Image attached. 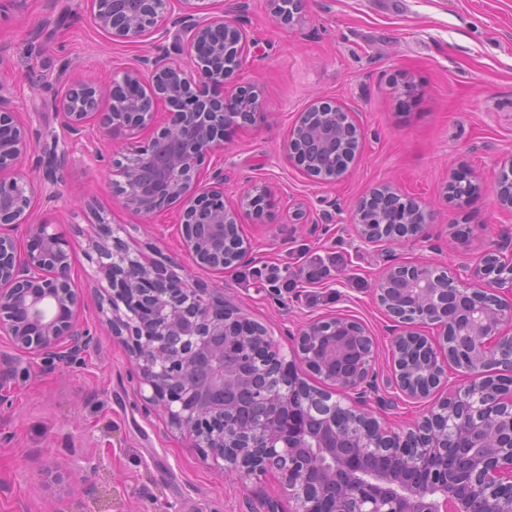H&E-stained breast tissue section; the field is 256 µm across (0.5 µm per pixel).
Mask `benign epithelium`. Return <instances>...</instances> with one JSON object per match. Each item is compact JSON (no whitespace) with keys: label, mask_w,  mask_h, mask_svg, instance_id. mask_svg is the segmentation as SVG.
Wrapping results in <instances>:
<instances>
[{"label":"benign epithelium","mask_w":512,"mask_h":512,"mask_svg":"<svg viewBox=\"0 0 512 512\" xmlns=\"http://www.w3.org/2000/svg\"><path fill=\"white\" fill-rule=\"evenodd\" d=\"M87 0L95 23L122 43L153 40L157 54L108 85L74 81L58 90L54 108L64 129L92 126L104 137L163 126L147 143L113 163L123 207L152 217L181 205L186 250L214 270L234 267L250 248L235 234L242 211L257 215L271 200L266 185L238 204L224 200L222 171L206 184L205 160L228 133L260 116L255 87L226 89L250 47L238 13H188L191 0ZM186 45L185 66L165 45ZM109 102L103 112L100 104ZM308 111L343 119L342 144L359 150L361 127L334 101L316 97ZM296 122L286 144L301 164L307 145ZM34 149L0 86V229L24 227L25 245L0 232V333L17 356L0 382L18 373L26 356L45 371L82 364L93 333L80 322L82 289L71 276L72 237L49 221L31 222L35 185L24 169ZM512 154L489 182H470L512 210ZM99 228L88 243L96 255L112 335L125 344L138 373L144 409H160L171 427L201 449L211 465L244 478L277 476L292 512H512V241L484 254L461 276L454 268L391 261L375 300L398 333L392 341V385L409 400L451 386L420 420L396 431L367 408L364 388L376 362V343L358 320L320 317L299 330L291 359L263 326L241 314L220 291L181 277L168 258L130 251L97 210ZM351 220L368 245L422 238L431 214L384 184L357 200ZM436 328L424 336L418 329ZM456 374L449 382L448 371ZM312 373L325 387L305 379Z\"/></svg>","instance_id":"benign-epithelium-1"}]
</instances>
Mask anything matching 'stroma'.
Returning <instances> with one entry per match:
<instances>
[{"mask_svg":"<svg viewBox=\"0 0 512 512\" xmlns=\"http://www.w3.org/2000/svg\"><path fill=\"white\" fill-rule=\"evenodd\" d=\"M243 10L252 46L228 86L250 84L266 120L240 126L224 146V194L237 200L255 185L273 190L263 220L241 217L251 248L247 263L223 271L198 267L184 247L179 206L152 218L126 210L113 185V163L153 134L101 138L97 129L68 138L53 107L55 91L83 77L100 83L151 53L149 43L113 41L97 27L85 0H6L0 7V85L10 89L20 120L36 144L28 159L39 190L32 221L60 231L97 232L95 202L131 250L163 254L189 278L220 289L250 320L267 327L289 354L309 319L346 315L376 341L369 407L403 429L430 402L406 401L390 384L393 327L374 298L388 260L450 266L477 262L512 236V210L484 195L464 205L450 197L457 171L492 177L512 152V0H307L292 23L274 15L273 0H224ZM412 94H404L402 82ZM334 100L362 127L361 152L348 174L329 184L299 169L284 144L313 97ZM64 141L68 159L45 173L43 148ZM383 184L430 210L426 241L372 247L348 222L353 203ZM321 262L328 275L307 280ZM278 266L287 284H269L257 268ZM75 282L85 289L81 317L96 336L82 368L43 370L39 359L1 392L0 512H288L276 478L248 479L204 463L162 413H144L127 352L103 323L95 261L76 249ZM92 459L85 481L72 474L74 454Z\"/></svg>","mask_w":512,"mask_h":512,"instance_id":"stroma-1","label":"stroma"}]
</instances>
